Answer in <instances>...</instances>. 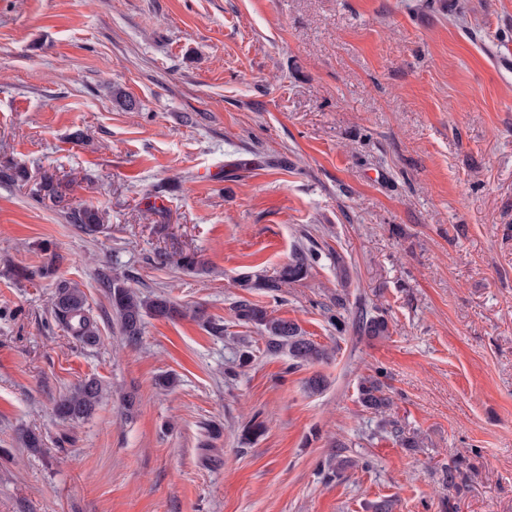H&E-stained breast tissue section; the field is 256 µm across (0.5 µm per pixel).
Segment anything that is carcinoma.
I'll return each instance as SVG.
<instances>
[{
  "mask_svg": "<svg viewBox=\"0 0 512 512\" xmlns=\"http://www.w3.org/2000/svg\"><path fill=\"white\" fill-rule=\"evenodd\" d=\"M69 185L56 180L53 174L45 171L32 188V195L40 203L48 202L62 210L76 228L82 233L93 236L103 231L104 216L92 206H72L68 196ZM318 253L311 248H296L278 274L272 278L264 275L245 276L239 281V287L263 289L276 292L286 285L305 279L312 268ZM160 266L175 264L187 271H200L205 261L195 253L159 250L153 258ZM107 294L115 313L120 331L130 341H136L142 335V327L147 317L174 321L183 316V310L164 295L141 296L127 285L121 276L115 274L108 280ZM336 313L329 316L336 332L345 331L347 299L338 294L335 298ZM52 310L59 323L76 342L83 346H95L100 342L97 321L92 316L86 297L81 289L66 280L56 283ZM234 319L243 324H251L261 330L265 338V352L270 355L287 354L296 365H314L329 359L327 348L315 343L302 334L301 329L292 321L275 317L267 307L240 300L232 308ZM362 332L369 338H383L389 334L388 321L382 315L361 317ZM384 371L360 379L358 383V401L366 410L379 417V426L393 435L401 447L416 451L422 441L416 435H406L392 416L394 401L387 393L385 384L380 380ZM102 397V385L99 379L90 377L73 387L55 401V414L59 420L75 423L89 417L99 405ZM353 461L339 454L328 461L327 478L340 476ZM441 481L457 491L465 487V475L456 464L441 468Z\"/></svg>",
  "mask_w": 512,
  "mask_h": 512,
  "instance_id": "carcinoma-1",
  "label": "carcinoma"
}]
</instances>
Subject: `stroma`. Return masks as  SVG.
<instances>
[{
	"label": "stroma",
	"instance_id": "obj_1",
	"mask_svg": "<svg viewBox=\"0 0 512 512\" xmlns=\"http://www.w3.org/2000/svg\"><path fill=\"white\" fill-rule=\"evenodd\" d=\"M4 165L31 180H0V512H512V0H0ZM46 171L106 232L33 198ZM311 245L305 280L237 286ZM160 249L206 267H153ZM105 273L223 334L149 317L128 341ZM60 279L98 345L55 320ZM244 298L333 357L266 354L233 317ZM363 309L387 338L358 331ZM378 367L417 451L358 401ZM88 377L101 404L59 422ZM338 441L354 465L330 480ZM451 462L460 495L439 479ZM101 397L100 380L87 378L55 401V414L59 420L68 423L86 419L96 410Z\"/></svg>",
	"mask_w": 512,
	"mask_h": 512
}]
</instances>
